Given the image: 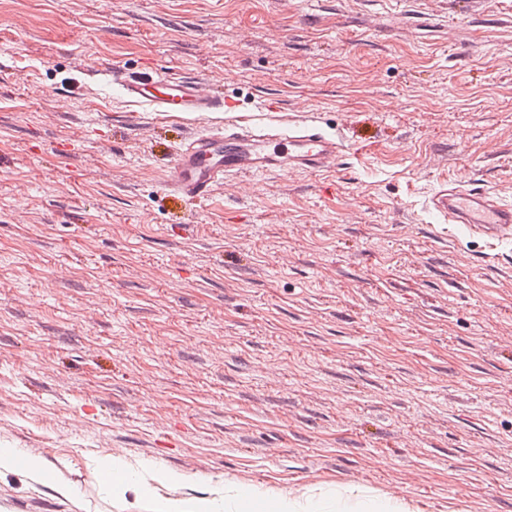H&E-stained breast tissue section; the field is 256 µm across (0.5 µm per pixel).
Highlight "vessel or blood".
I'll list each match as a JSON object with an SVG mask.
<instances>
[{
	"instance_id": "b4317fda",
	"label": "vessel or blood",
	"mask_w": 512,
	"mask_h": 512,
	"mask_svg": "<svg viewBox=\"0 0 512 512\" xmlns=\"http://www.w3.org/2000/svg\"><path fill=\"white\" fill-rule=\"evenodd\" d=\"M108 83L124 98L155 112L196 115L224 109L223 101L208 97L197 82L154 71L112 70ZM344 148L342 137L292 119L275 125L227 123L180 148L168 186L181 198L199 200L225 175L318 171ZM426 207L441 223L463 224L471 233L494 240L512 239V206L466 183L441 185L427 198Z\"/></svg>"
}]
</instances>
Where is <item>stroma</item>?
Listing matches in <instances>:
<instances>
[{"instance_id":"stroma-1","label":"stroma","mask_w":512,"mask_h":512,"mask_svg":"<svg viewBox=\"0 0 512 512\" xmlns=\"http://www.w3.org/2000/svg\"><path fill=\"white\" fill-rule=\"evenodd\" d=\"M221 77L225 109L128 103L105 68ZM340 132L318 172L164 187L267 111ZM512 0H0V512H151L110 457L269 492L512 512ZM77 489L80 500L61 489ZM425 205L443 224H465L472 234L494 240L512 239V206L465 182L441 185ZM22 470L32 484H46L53 480L51 470L38 458L26 456L17 448L0 447V474Z\"/></svg>"}]
</instances>
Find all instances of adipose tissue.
<instances>
[{
  "label": "adipose tissue",
  "instance_id": "adipose-tissue-1",
  "mask_svg": "<svg viewBox=\"0 0 512 512\" xmlns=\"http://www.w3.org/2000/svg\"><path fill=\"white\" fill-rule=\"evenodd\" d=\"M95 475L104 479V488L123 493L134 491L147 498L152 512H224L226 506L238 504L250 497L256 502L259 512H345V501L341 494L327 491L319 498L290 493L269 494L246 493L237 486L216 485L209 497L183 499L169 496L168 488L181 485L186 477L153 462H131L114 457L94 468Z\"/></svg>",
  "mask_w": 512,
  "mask_h": 512
}]
</instances>
